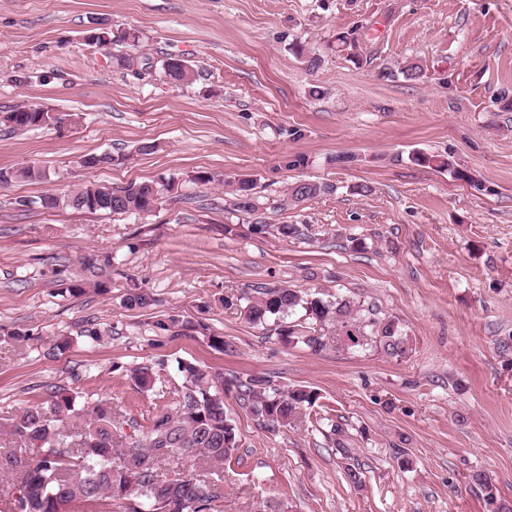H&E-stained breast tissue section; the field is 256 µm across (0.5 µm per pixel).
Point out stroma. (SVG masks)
<instances>
[{
    "mask_svg": "<svg viewBox=\"0 0 512 512\" xmlns=\"http://www.w3.org/2000/svg\"><path fill=\"white\" fill-rule=\"evenodd\" d=\"M96 22L138 32L152 74L117 65L128 45L88 44ZM341 32L353 44L333 50ZM172 55L193 83L165 79ZM410 62L419 79L398 76ZM17 105L56 119L0 131V169L48 174L0 187V425L49 386L147 425L189 361L315 389L349 435L344 457L315 427L269 430L225 392L238 450L215 512H488L478 471L512 505V0H0V107ZM104 152L112 166H83ZM161 176L174 188L145 215L22 205ZM241 178L261 201L244 224L226 187ZM299 181L330 190L283 205ZM92 254L113 257L109 290L64 291L56 271L81 275ZM135 283L153 306L126 307ZM264 285L375 307L411 350L347 348L332 322L320 351L284 345L222 302ZM167 313L204 319L229 351L155 334ZM89 321L100 341L80 337ZM157 362L140 392L133 370Z\"/></svg>",
    "mask_w": 512,
    "mask_h": 512,
    "instance_id": "obj_1",
    "label": "stroma"
}]
</instances>
